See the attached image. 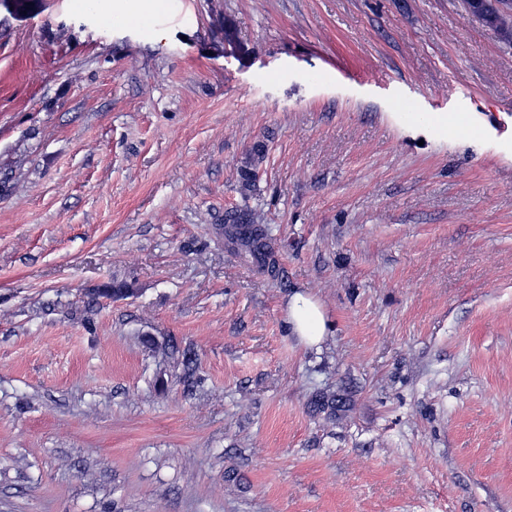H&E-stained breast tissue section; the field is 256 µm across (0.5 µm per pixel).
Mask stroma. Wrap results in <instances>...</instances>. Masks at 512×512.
<instances>
[{
  "label": "stroma",
  "mask_w": 512,
  "mask_h": 512,
  "mask_svg": "<svg viewBox=\"0 0 512 512\" xmlns=\"http://www.w3.org/2000/svg\"><path fill=\"white\" fill-rule=\"evenodd\" d=\"M166 2L0 9V512H512V49L461 0ZM265 149L261 144H257L251 151L246 165L243 166L240 173V190L242 193L251 192L254 187V169L257 168L262 160ZM278 242L276 226L258 224L251 210L235 209L224 214V246L267 273L274 272ZM288 324L308 347L319 348L327 335L324 312L317 301L303 293L294 294L288 303ZM313 411L323 413L327 418H336V415L348 411L349 402L343 394L316 392L311 399Z\"/></svg>",
  "instance_id": "obj_1"
}]
</instances>
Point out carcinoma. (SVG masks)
Masks as SVG:
<instances>
[{
  "label": "carcinoma",
  "mask_w": 512,
  "mask_h": 512,
  "mask_svg": "<svg viewBox=\"0 0 512 512\" xmlns=\"http://www.w3.org/2000/svg\"><path fill=\"white\" fill-rule=\"evenodd\" d=\"M494 14V21H480L498 41H503L502 32L512 33V8L502 11L497 7L499 0H488ZM264 147L256 145L240 173V190L250 192L254 187V169L262 160ZM280 242L278 229L272 224H260L248 209L230 210L224 214V246L237 255L256 264L262 270L272 273L276 265L275 245ZM311 407L317 413L334 418L348 411V399L342 394L317 392L312 396Z\"/></svg>",
  "instance_id": "obj_1"
}]
</instances>
